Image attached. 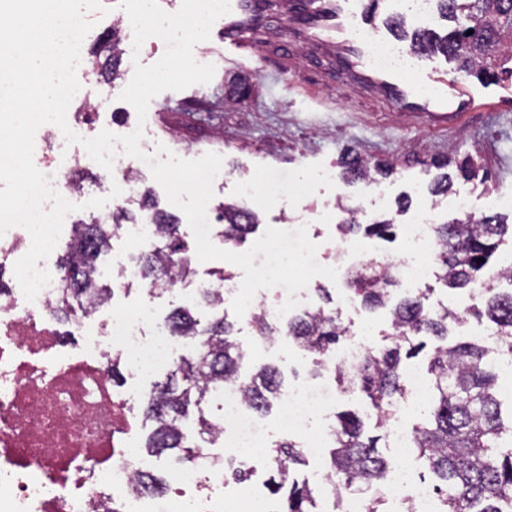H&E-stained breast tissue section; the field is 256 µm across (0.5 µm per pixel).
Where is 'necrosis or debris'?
I'll return each instance as SVG.
<instances>
[{"instance_id": "4bbe7bcc", "label": "necrosis or debris", "mask_w": 512, "mask_h": 512, "mask_svg": "<svg viewBox=\"0 0 512 512\" xmlns=\"http://www.w3.org/2000/svg\"><path fill=\"white\" fill-rule=\"evenodd\" d=\"M45 130L53 140L36 151L35 166L65 199L80 203L88 191L79 174L97 164L81 145L68 144L56 125ZM149 173L141 160L117 155L112 181L122 190L120 202L139 197ZM433 230V209L417 210L403 231L406 248L389 256L401 294H415L429 279L436 264ZM120 238L124 247L113 253L110 298L83 302L68 322L56 315L62 297L58 253L43 261L51 279L34 301H26L15 279L0 290V512H214L213 502L223 498L230 512H264L265 503L248 492L224 495L225 460L252 454L268 435L234 384L217 395L216 432L195 438L201 456L163 473L166 494L136 490L138 474L151 473L154 464L133 430V393L115 385L110 363L118 356L140 371H164L183 339L160 323L145 334L152 312L128 299L129 288L147 284L132 257L156 240L151 215L126 226ZM67 334L76 337L75 345L64 343ZM329 396L325 386L298 378L279 401L284 427L303 433L302 446L315 459L336 430L326 420ZM379 493L389 512H439L431 483L407 466L393 471Z\"/></svg>"}]
</instances>
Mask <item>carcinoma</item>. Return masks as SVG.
<instances>
[{"instance_id": "carcinoma-1", "label": "carcinoma", "mask_w": 512, "mask_h": 512, "mask_svg": "<svg viewBox=\"0 0 512 512\" xmlns=\"http://www.w3.org/2000/svg\"><path fill=\"white\" fill-rule=\"evenodd\" d=\"M448 15L459 12L469 18L466 26L448 32V49L455 53L459 72L487 73L505 60L512 51V0H446ZM472 34H467V31ZM111 56L107 83L120 79L122 41L119 25L112 24L106 35ZM381 171L360 155L347 154L341 178L345 182L375 181L373 172ZM141 210H149L160 233L159 246L143 252L138 263L145 277L156 286L172 285L193 273L187 245L182 239L175 216L157 209L147 200ZM120 226V215L108 222L99 216L79 221V229L59 267L66 274L67 295L80 301L87 293L102 297L109 289L92 278L98 258ZM259 227L257 214L238 202L224 204L221 234L229 243L242 244ZM394 224L376 220L358 224L351 219L339 225L340 232L387 238ZM439 245L434 276L450 290L468 291L479 284L484 289V304L468 311L477 325L494 330L496 344L487 348L476 342L446 344L449 326L459 322L457 313L448 308L432 309L419 294L398 302L391 301L395 286L389 267L381 262L363 275H350L346 284L361 307L369 312L387 310L392 328V345L371 349L361 368L351 371L334 363L330 355L347 334V327L335 310L325 288L317 289L320 304L284 327L271 323L257 312L251 325L258 336H284L315 355L311 375H330L344 394L365 397L376 418L384 426L395 407L408 395L402 358L410 359L424 347L422 338L438 342L428 362L431 376L425 420L412 428L411 448L417 464L425 466L437 481L442 512H512V401L509 419L503 420V401L497 394L498 370L495 359L512 362V289L501 292L499 280L512 282V268L491 264V258L505 237H512L507 218L490 215L466 216L434 228ZM197 305L213 312L200 320L196 310L179 308L167 316L166 326L177 336L201 341L196 354L180 358L167 381L153 387L144 415L151 422L145 447L155 453L184 449L181 463L200 454L198 448H184L185 423L190 404L200 406L211 391L224 383L236 382L247 403L260 413L271 410L273 401L284 387L281 373L269 364L251 366L249 380H240L244 359L236 348L235 326L224 315V300L214 289L199 293ZM338 426L329 452L327 470L330 487L338 484L382 483L390 467L377 449V439L364 433L363 420L352 411L337 413ZM306 455L300 444L283 440L269 451L270 491L283 496L284 512H317L320 490L298 477V467Z\"/></svg>"}]
</instances>
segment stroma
<instances>
[{
	"instance_id": "obj_1",
	"label": "stroma",
	"mask_w": 512,
	"mask_h": 512,
	"mask_svg": "<svg viewBox=\"0 0 512 512\" xmlns=\"http://www.w3.org/2000/svg\"><path fill=\"white\" fill-rule=\"evenodd\" d=\"M288 27L282 16L269 22L265 35L273 51L245 61L225 50L218 33H211L194 51L203 63L214 65L212 81L158 94L143 119L119 98L133 77L132 68L122 67L121 78L111 86L84 74L78 80L92 100L105 101L99 120L112 132L140 125L148 149L162 144L185 159L220 154L229 176L214 180L213 208L235 201V184L242 177L258 182L268 177L305 181L310 187L309 210H286L284 202L264 193L250 207L262 226L277 229L283 226V213H290L296 223L306 225L309 238L322 249L336 248V219H318L314 210L335 197L357 206L371 190H380L388 197L381 212L399 228L416 209L432 205L427 188L438 175L428 164L433 157L479 156L482 167L475 177L454 179L455 191L468 194L476 215L493 214L491 190L512 191V118L484 114L451 133L432 131L422 122L409 124L377 93L327 73L329 55L307 52ZM288 56L296 59L290 69L281 65ZM236 81L248 88L246 103L226 96ZM350 149L372 162H391L393 173L377 177L372 185L326 180V171L339 170L344 152ZM436 207L437 223L455 218L448 201Z\"/></svg>"
}]
</instances>
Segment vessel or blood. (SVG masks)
<instances>
[{"instance_id": "obj_1", "label": "vessel or blood", "mask_w": 512, "mask_h": 512, "mask_svg": "<svg viewBox=\"0 0 512 512\" xmlns=\"http://www.w3.org/2000/svg\"><path fill=\"white\" fill-rule=\"evenodd\" d=\"M310 23L296 22L297 40L309 50L331 51L350 84L378 92L396 105L408 121L427 117L431 127L450 131L476 114H512V78L480 75L461 78L455 56L437 23L447 17L444 0H436L429 26L410 23L405 0H297ZM224 17V38L241 57L262 54L267 44L251 31V0H230ZM408 50V64L417 81L397 70L370 63L374 45Z\"/></svg>"}]
</instances>
